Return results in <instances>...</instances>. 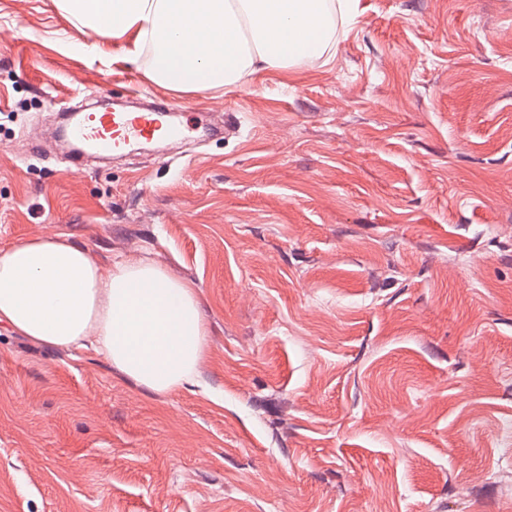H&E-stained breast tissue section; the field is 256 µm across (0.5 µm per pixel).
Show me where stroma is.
<instances>
[{
	"instance_id": "35a3bbf8",
	"label": "stroma",
	"mask_w": 512,
	"mask_h": 512,
	"mask_svg": "<svg viewBox=\"0 0 512 512\" xmlns=\"http://www.w3.org/2000/svg\"><path fill=\"white\" fill-rule=\"evenodd\" d=\"M56 0H0V247L199 289L194 382L0 326V512H512V0H359L325 57L177 92ZM137 92L236 136L74 167L54 101Z\"/></svg>"
}]
</instances>
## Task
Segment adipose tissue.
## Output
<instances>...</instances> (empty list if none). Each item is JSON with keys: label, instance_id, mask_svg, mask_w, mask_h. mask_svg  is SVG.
Here are the masks:
<instances>
[{"label": "adipose tissue", "instance_id": "obj_1", "mask_svg": "<svg viewBox=\"0 0 512 512\" xmlns=\"http://www.w3.org/2000/svg\"><path fill=\"white\" fill-rule=\"evenodd\" d=\"M88 48L146 65L179 91L233 88L269 68L322 57L332 17L355 0H59ZM0 324L51 347H92L139 387L182 390L205 355L197 287L161 264L126 259L102 273L63 236L0 248Z\"/></svg>", "mask_w": 512, "mask_h": 512}]
</instances>
